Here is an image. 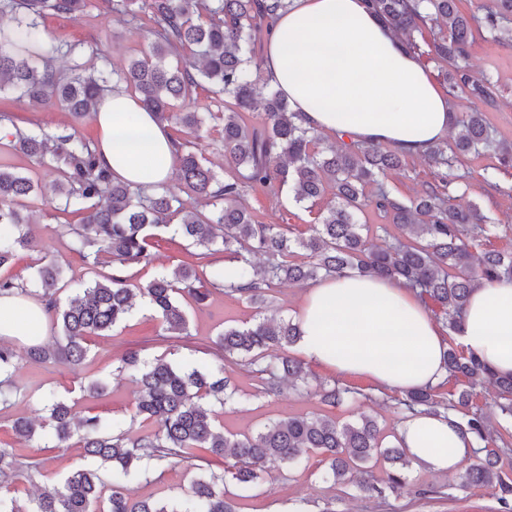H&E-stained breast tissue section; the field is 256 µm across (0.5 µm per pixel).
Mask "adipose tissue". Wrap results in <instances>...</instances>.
I'll use <instances>...</instances> for the list:
<instances>
[{
  "mask_svg": "<svg viewBox=\"0 0 512 512\" xmlns=\"http://www.w3.org/2000/svg\"><path fill=\"white\" fill-rule=\"evenodd\" d=\"M262 70L317 130L421 156L449 130L448 97L367 0H294L265 41ZM94 150L114 178L153 187L170 181L176 147L137 97L116 90L98 101ZM301 353L338 374L411 390L446 377L442 329L395 280L348 273L311 284L297 314ZM49 334L42 303L0 297V338L28 345ZM467 351L496 374H512V281L476 288L460 333ZM398 441L414 463L452 473L472 454L456 418L417 415Z\"/></svg>",
  "mask_w": 512,
  "mask_h": 512,
  "instance_id": "adipose-tissue-1",
  "label": "adipose tissue"
}]
</instances>
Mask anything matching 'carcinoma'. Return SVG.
I'll list each match as a JSON object with an SVG mask.
<instances>
[{
    "instance_id": "obj_1",
    "label": "carcinoma",
    "mask_w": 512,
    "mask_h": 512,
    "mask_svg": "<svg viewBox=\"0 0 512 512\" xmlns=\"http://www.w3.org/2000/svg\"><path fill=\"white\" fill-rule=\"evenodd\" d=\"M292 0H112V12L131 17L154 40L148 51L131 60L116 79L102 71L57 73L50 65L62 46L44 40L46 13L73 14L88 0H0V13L11 14L14 27L0 32V99L51 102L67 112L71 123L50 138L15 127L9 147L38 162L54 164L56 193L65 208L80 215L68 225L71 249L96 267L106 261L110 276L88 282L65 280L56 259H39L31 287L0 277V296L25 295L45 304L53 343L30 345L24 352L0 343V389L26 360L32 363L80 365L91 336H106L134 308V293L125 272L132 264L149 265L155 231L166 230L192 240L193 263L160 274L140 289L161 323L163 334L189 336L188 317L179 298L204 304L210 288L224 290L262 308L272 286L305 283L321 277L357 272L402 281L422 300L432 302L445 326L460 332L471 292L502 277L512 278V251L484 250L474 258L479 239L498 235L482 208L464 200L453 167L457 155L492 142L483 114L477 110L452 118L453 150L436 143L428 151L437 168L436 183L424 194L403 198L382 181L387 172L405 166V155L380 144L326 143L260 70L259 56L271 19L288 10ZM371 9L402 44L419 55L446 64L448 97L464 94L481 102L494 100V85L461 65L475 36L512 43V0H488L483 15L465 14L460 0H368ZM431 32L432 38L425 36ZM124 85L173 130L179 153L178 183L154 188L132 187L112 178L100 166L92 141L79 127L92 117L106 93ZM208 87L224 108L220 140L228 171L219 179L207 160L192 150L191 136L205 123L191 109L197 89ZM265 112L258 125L247 123L257 101ZM187 190L190 201L180 197ZM34 180L0 163V268L20 251H39L27 230L29 216L21 200L38 195ZM262 191L292 200L313 214L307 232L291 235L286 224H267L246 203V193ZM331 194L327 210L318 201ZM371 207L396 224L409 241L378 245L363 236L358 214ZM305 260L295 262L296 254ZM73 290L67 302L59 292ZM301 338L291 319L271 322L255 317L243 326L226 327L211 341L214 364L207 368L176 366L160 358L142 363L136 351L121 358L119 371L135 386L131 435L99 416L76 417L63 399L44 398L45 421L18 418L12 428L18 441L38 448H60L73 439L95 467L77 469L60 484L23 505L11 495L19 477L32 481L43 462L21 461L11 445H0V512H236L226 497L229 481L250 486L284 465H297L317 453L328 463L323 479L351 483L363 497L383 499L406 483L412 461L396 443L386 441L375 418L356 422L334 416H290L244 434L217 428L215 406L239 397L224 370L230 365L254 368L261 393L277 395L285 383L305 381L304 363L288 354ZM276 348L282 355L265 360ZM446 380L435 387L405 391L395 398L402 418L410 415H459L473 437L475 461L459 476L460 486L494 494L512 512V474L500 466L512 451V376L492 373L472 352L448 346ZM493 388L497 417L474 402ZM321 402L339 406L346 398L369 395L336 384L320 386ZM224 460L220 474H207L211 459ZM385 460L390 470L377 481L369 463ZM185 462L202 471L175 503L131 498L126 486L172 463ZM109 495H104V492Z\"/></svg>"
}]
</instances>
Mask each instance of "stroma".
Segmentation results:
<instances>
[{
    "mask_svg": "<svg viewBox=\"0 0 512 512\" xmlns=\"http://www.w3.org/2000/svg\"><path fill=\"white\" fill-rule=\"evenodd\" d=\"M45 26L58 42L75 45V53L56 55L54 65L66 71L75 65L93 66L106 71L121 69L131 59L146 50L152 37L136 30L127 17L112 12L107 0H90L80 13L63 17L47 16ZM468 65L474 76H487L497 87L495 102L481 104L487 122L497 140L512 143V47L492 40L476 39L469 49ZM8 111L25 119L32 131L55 134L70 124L67 112L49 105H31L28 101L9 103ZM0 156L18 170L28 173L38 182L41 192L29 200L28 212L33 221V236L40 241L49 257L58 259L67 277L84 280L91 277L86 260L70 248V236L65 228L70 216L63 212L64 202L55 191L56 171L35 159L1 150ZM456 174L462 175L466 198L479 204L487 216L500 225L492 248L512 250V195H502L492 188L493 183L512 186V168H502L494 150H484L459 157ZM435 170L427 160L411 157L404 169L388 172L387 186L406 197L422 193L433 183ZM249 204L264 215L265 222L292 225L295 232L306 231L310 216L293 201L261 193L249 194ZM192 245L181 237H163L155 242L151 253L153 262L142 268H128L131 288L144 287L154 276L168 273L189 261ZM305 288L297 283H280L267 293L263 309H256L247 301L213 290L204 306L184 301L189 316V338L177 336L156 341L161 325L152 312L136 310L124 322L113 328L111 335L91 338L84 363L70 369L54 364L20 366L14 376L15 388L7 402H0V441L16 444L11 430L12 422L20 416L38 418L43 414L40 398L48 393L66 399L77 415L97 414L107 421L129 428L132 386L117 370L122 355L130 349L139 350L143 359L165 358L179 365L199 366L210 363L204 347L224 326L252 321L256 314L268 318H293L299 310ZM308 379L298 388H285L276 396L257 395L258 379L250 368L232 366L226 374L243 393L240 403L225 407L217 418L218 425L232 432H248L260 424L289 416L327 414L316 395L318 384L334 382L365 392L357 402H347L336 408V417L356 421L361 416L374 417L386 434L396 433L399 416L393 402L377 392L375 385L361 377H337L322 366L308 364ZM99 378L106 382L104 396L92 398L79 390L81 381ZM38 456L44 459L42 476L35 483L21 481L15 485L19 499L37 490L52 487L71 471L90 466L83 448L71 444L67 448H41ZM326 468L320 456L314 455L300 465L282 467L275 479L257 487L243 489L229 485L238 512H500V506L490 491L482 488L464 489L457 475L433 474L425 467L413 466L407 483L398 493L388 495L378 503L362 497L350 484L325 482L320 478ZM194 469L186 464L166 467L148 478L130 483V495L136 499L169 502L178 499L195 478Z\"/></svg>",
    "mask_w": 512,
    "mask_h": 512,
    "instance_id": "obj_1",
    "label": "stroma"
}]
</instances>
